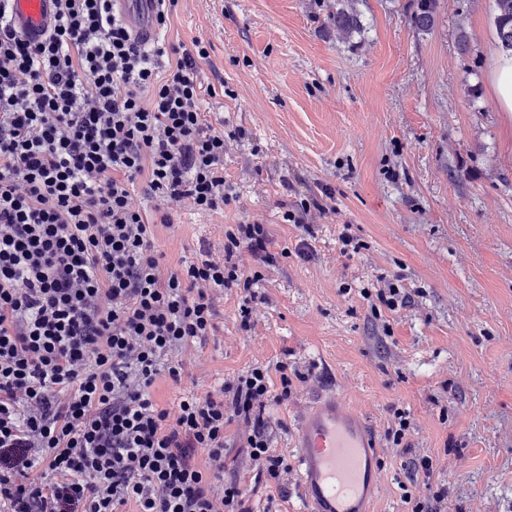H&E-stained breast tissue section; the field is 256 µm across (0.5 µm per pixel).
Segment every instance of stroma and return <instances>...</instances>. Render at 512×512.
Masks as SVG:
<instances>
[{"label":"stroma","instance_id":"35a3bbf8","mask_svg":"<svg viewBox=\"0 0 512 512\" xmlns=\"http://www.w3.org/2000/svg\"><path fill=\"white\" fill-rule=\"evenodd\" d=\"M335 4L179 0L163 32L210 43L203 75L217 93L202 108L235 135L232 201L218 213L172 206L156 229L165 268L221 258L228 224L267 225L290 254L265 271L252 330L238 328V290L225 291L215 335L183 354L188 377L158 380L154 395L172 410L182 390L289 359L309 379L270 409L285 424L276 453L295 460L298 411L333 388L375 431L376 512H410L405 497L439 491L446 512H512V116L491 90L493 0H438L426 31L410 21L413 0H349L363 25L349 37L328 22ZM323 188L333 198L306 215L310 231L283 221ZM344 232L359 253H343ZM393 281L412 306L378 305ZM398 410L411 428L395 447L385 433ZM425 456L431 475L414 474ZM231 467L255 486V512H301L298 479L282 492L255 484L245 457Z\"/></svg>","mask_w":512,"mask_h":512}]
</instances>
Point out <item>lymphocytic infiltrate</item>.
I'll list each match as a JSON object with an SVG mask.
<instances>
[{"label":"lymphocytic infiltrate","instance_id":"lymphocytic-infiltrate-1","mask_svg":"<svg viewBox=\"0 0 512 512\" xmlns=\"http://www.w3.org/2000/svg\"><path fill=\"white\" fill-rule=\"evenodd\" d=\"M59 2L35 42L0 0V512H252L224 475L225 428L242 426L256 479L284 488L267 409L306 374L256 364L173 411L153 395L158 377L182 383L225 289L251 330L280 260L266 225L231 224L223 258L162 267L168 206L231 200L224 132L202 109L208 47L140 40L115 0ZM141 177L149 213L131 204Z\"/></svg>","mask_w":512,"mask_h":512}]
</instances>
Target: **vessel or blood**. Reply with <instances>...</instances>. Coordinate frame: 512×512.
<instances>
[{
  "label": "vessel or blood",
  "mask_w": 512,
  "mask_h": 512,
  "mask_svg": "<svg viewBox=\"0 0 512 512\" xmlns=\"http://www.w3.org/2000/svg\"><path fill=\"white\" fill-rule=\"evenodd\" d=\"M128 26L151 39L159 25L152 0H119ZM17 25L32 40L51 27L56 0H13ZM305 512H373L381 471L376 437L365 416L342 395L319 397L300 414L294 432Z\"/></svg>",
  "instance_id": "1"
}]
</instances>
